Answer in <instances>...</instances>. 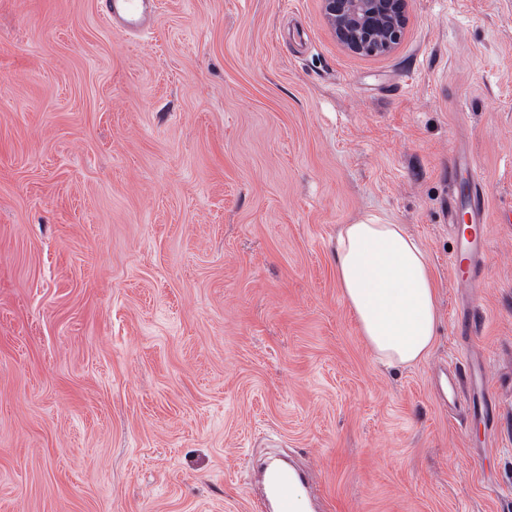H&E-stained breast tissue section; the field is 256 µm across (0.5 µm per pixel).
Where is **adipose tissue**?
Segmentation results:
<instances>
[{
	"label": "adipose tissue",
	"mask_w": 512,
	"mask_h": 512,
	"mask_svg": "<svg viewBox=\"0 0 512 512\" xmlns=\"http://www.w3.org/2000/svg\"><path fill=\"white\" fill-rule=\"evenodd\" d=\"M336 274L379 363L416 365L427 357L439 323L437 284L421 245L403 225H342Z\"/></svg>",
	"instance_id": "adipose-tissue-1"
}]
</instances>
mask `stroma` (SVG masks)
Here are the masks:
<instances>
[{"instance_id": "35a3bbf8", "label": "stroma", "mask_w": 512, "mask_h": 512, "mask_svg": "<svg viewBox=\"0 0 512 512\" xmlns=\"http://www.w3.org/2000/svg\"><path fill=\"white\" fill-rule=\"evenodd\" d=\"M161 2L128 38L97 0H0V512H258L284 456L319 512H512V0H413L377 56L322 0ZM459 152L476 288L448 272ZM368 218L431 264L420 365L380 366L342 298ZM454 364L491 414L443 404ZM465 177L469 187L466 197L462 198L457 187L460 178ZM448 183L451 194L448 200V218L450 224H457L461 210L467 216V229L457 240L455 251L448 257V270L450 275L467 288H476L483 271L481 265L485 249L488 224H490L488 210V194L482 181L478 167L473 158L456 159L448 168Z\"/></svg>"}]
</instances>
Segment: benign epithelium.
I'll return each instance as SVG.
<instances>
[{
	"mask_svg": "<svg viewBox=\"0 0 512 512\" xmlns=\"http://www.w3.org/2000/svg\"><path fill=\"white\" fill-rule=\"evenodd\" d=\"M325 19L348 51L367 56L392 51L403 39L412 0H322Z\"/></svg>",
	"mask_w": 512,
	"mask_h": 512,
	"instance_id": "benign-epithelium-1",
	"label": "benign epithelium"
}]
</instances>
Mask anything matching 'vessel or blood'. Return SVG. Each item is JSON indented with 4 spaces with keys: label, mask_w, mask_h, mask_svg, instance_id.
I'll use <instances>...</instances> for the list:
<instances>
[{
    "label": "vessel or blood",
    "mask_w": 512,
    "mask_h": 512,
    "mask_svg": "<svg viewBox=\"0 0 512 512\" xmlns=\"http://www.w3.org/2000/svg\"><path fill=\"white\" fill-rule=\"evenodd\" d=\"M159 9V0H101L98 11L102 20L123 34L143 28ZM452 189L448 200V218L466 216L468 227L448 258L450 275L462 285L477 287L483 271L489 210L488 194L474 160H454L448 169ZM300 473L285 467L269 470L264 476L266 512H293L294 489L302 484Z\"/></svg>",
    "instance_id": "1"
}]
</instances>
